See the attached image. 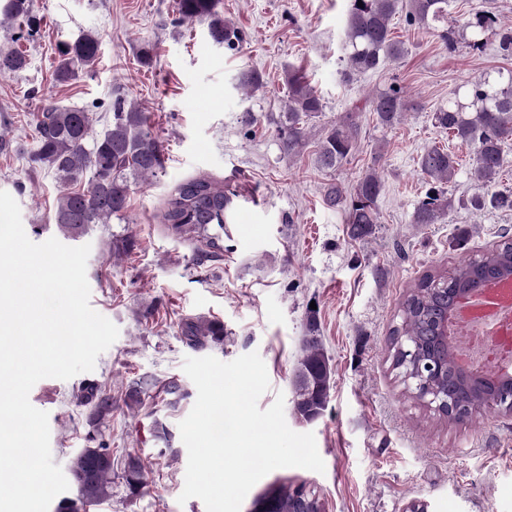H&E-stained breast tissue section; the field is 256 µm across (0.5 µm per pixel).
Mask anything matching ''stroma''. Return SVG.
Returning a JSON list of instances; mask_svg holds the SVG:
<instances>
[{
    "mask_svg": "<svg viewBox=\"0 0 512 512\" xmlns=\"http://www.w3.org/2000/svg\"><path fill=\"white\" fill-rule=\"evenodd\" d=\"M351 4L219 0L225 21L240 33L227 47L211 40L206 24L181 20L174 0H32L38 26L14 43L29 66L0 75V128L17 146L0 154V190L17 201L31 241L90 245V304L119 329L93 371L42 379L29 394L49 415L54 464L68 468L78 449L110 445L112 495L90 512H206L200 499L178 500L188 462L179 424L197 398L183 361L211 355L229 362L254 351L270 381L260 408L283 396L288 426L314 434L325 470H274L252 495L275 483H302L325 501L326 512H407L413 502L426 512H512V415L493 407L444 424L405 396L387 354L399 305L418 279L453 270L512 237V211L471 206L473 152L432 119L475 77L512 69V56L494 43L471 50L465 35L455 50L445 49L431 29L398 16L391 27L405 55L350 78L344 29ZM86 31L100 38L98 60L77 79L58 82L60 46ZM145 47L154 55L149 66L140 62ZM251 69L263 85L248 94L240 77ZM291 69L324 106L292 153L279 127ZM393 84L421 108L385 127L363 106ZM119 97L148 113L164 167L132 185L122 216L78 238L64 236L53 220L60 186L52 172L29 162L37 146L35 113L44 104L83 107L100 129L111 122ZM354 107L360 110L354 151L339 168L318 167L327 129ZM435 145L461 160L448 188L455 203L438 223L416 224L414 210L428 189L418 159ZM372 170L384 182L380 222L372 237L355 240L343 207L330 205L327 191L334 185L350 193ZM201 175L238 194L218 257L161 222L172 188ZM312 315L333 377L323 414L309 422L294 413L292 378ZM198 320L223 323V340L191 345L181 326ZM173 380L185 392L176 403L164 392ZM138 381L147 383V393L141 405L127 407L125 392ZM88 383L112 396L104 419L82 397ZM161 427L167 437L158 436ZM131 455L147 474L136 495L123 479Z\"/></svg>",
    "mask_w": 512,
    "mask_h": 512,
    "instance_id": "obj_1",
    "label": "stroma"
}]
</instances>
